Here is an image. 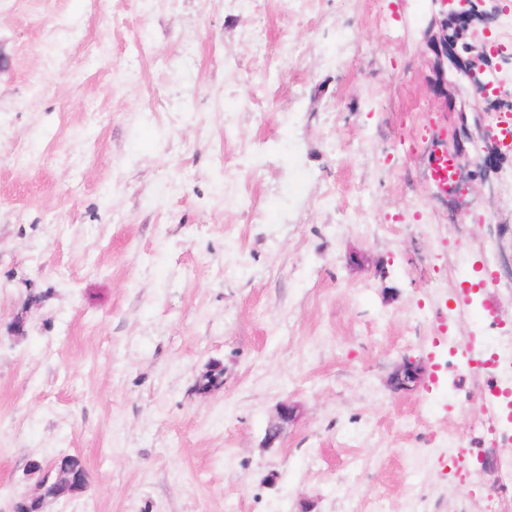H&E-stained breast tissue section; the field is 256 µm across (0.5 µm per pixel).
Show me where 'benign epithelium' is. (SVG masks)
<instances>
[{"instance_id":"obj_1","label":"benign epithelium","mask_w":512,"mask_h":512,"mask_svg":"<svg viewBox=\"0 0 512 512\" xmlns=\"http://www.w3.org/2000/svg\"><path fill=\"white\" fill-rule=\"evenodd\" d=\"M438 6L429 26V44L435 55L434 89L448 108V89L478 96L483 87V77L490 68H501L512 62L506 57L487 60L476 54L477 29L490 27L498 16V0H432ZM454 19L453 30H448V19ZM490 139L488 126L482 122L469 125L465 110H459L458 124L454 128L448 153L458 157L465 151V144ZM503 144L495 143L491 151L474 162L475 170L459 181L474 182L484 179V172L491 168L497 156L502 154ZM422 359L405 357L389 377V387L394 392H411L423 381ZM299 410L288 400L278 404L276 417L266 432V441L275 443L285 433L288 424L294 422Z\"/></svg>"}]
</instances>
